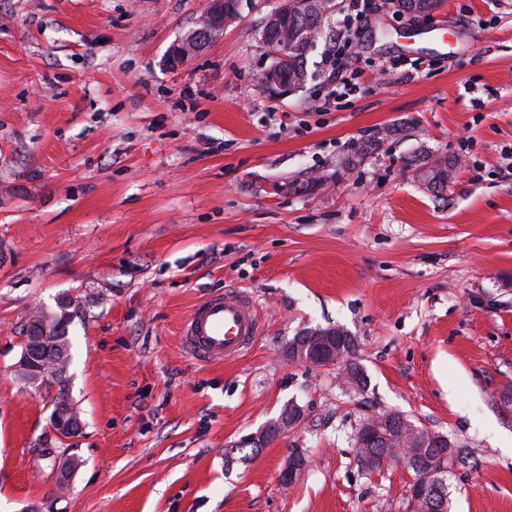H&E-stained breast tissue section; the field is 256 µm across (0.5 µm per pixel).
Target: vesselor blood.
Listing matches in <instances>:
<instances>
[{
  "label": "vessel or blood",
  "instance_id": "1",
  "mask_svg": "<svg viewBox=\"0 0 512 512\" xmlns=\"http://www.w3.org/2000/svg\"><path fill=\"white\" fill-rule=\"evenodd\" d=\"M260 330L259 314L249 297L227 291L194 306L182 325L181 345L198 362L226 361L247 351Z\"/></svg>",
  "mask_w": 512,
  "mask_h": 512
}]
</instances>
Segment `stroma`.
Returning a JSON list of instances; mask_svg holds the SVG:
<instances>
[{
    "mask_svg": "<svg viewBox=\"0 0 512 512\" xmlns=\"http://www.w3.org/2000/svg\"><path fill=\"white\" fill-rule=\"evenodd\" d=\"M281 2L248 0L172 68L208 0H0V512H407L410 472L365 473L348 442L391 411L467 448L454 512H512V0H440L425 20L383 5L354 47L359 93L327 112L330 40L303 88L259 86ZM425 152L459 159L447 189L418 181ZM227 289L261 332L196 362L181 324ZM65 297L83 428L61 489L40 443L53 394L14 365L23 326ZM336 324L364 390L286 356ZM291 405L301 424L241 458ZM296 449L309 463L285 488Z\"/></svg>",
    "mask_w": 512,
    "mask_h": 512,
    "instance_id": "obj_1",
    "label": "stroma"
}]
</instances>
